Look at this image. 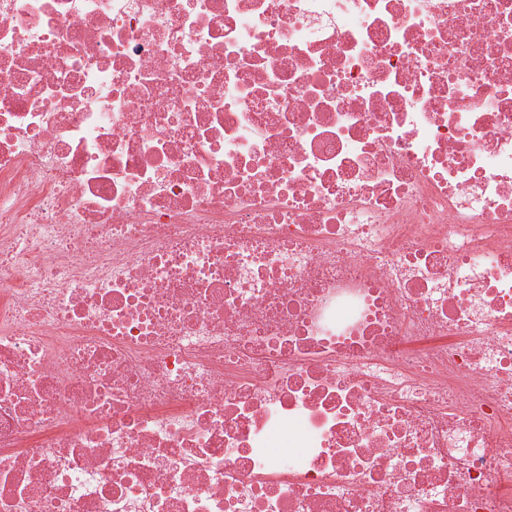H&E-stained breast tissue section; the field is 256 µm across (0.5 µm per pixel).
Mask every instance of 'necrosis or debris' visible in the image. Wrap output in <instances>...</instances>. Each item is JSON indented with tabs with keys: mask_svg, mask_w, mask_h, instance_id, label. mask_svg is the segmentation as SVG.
<instances>
[{
	"mask_svg": "<svg viewBox=\"0 0 512 512\" xmlns=\"http://www.w3.org/2000/svg\"><path fill=\"white\" fill-rule=\"evenodd\" d=\"M0 512H512V0H0Z\"/></svg>",
	"mask_w": 512,
	"mask_h": 512,
	"instance_id": "1",
	"label": "necrosis or debris"
}]
</instances>
